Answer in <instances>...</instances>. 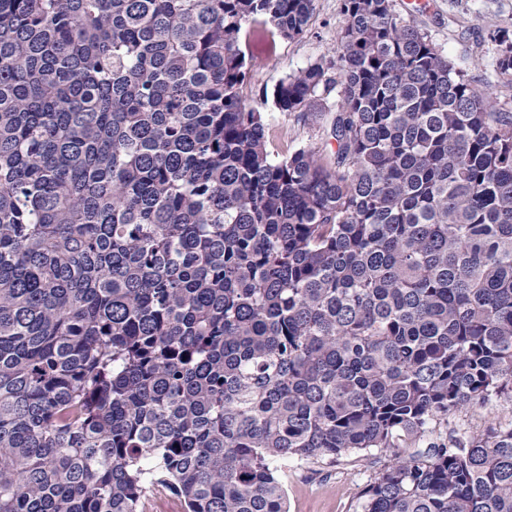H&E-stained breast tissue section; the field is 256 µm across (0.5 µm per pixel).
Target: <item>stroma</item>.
<instances>
[{
	"mask_svg": "<svg viewBox=\"0 0 512 512\" xmlns=\"http://www.w3.org/2000/svg\"><path fill=\"white\" fill-rule=\"evenodd\" d=\"M398 14L428 32L449 60L476 78H485L486 65L496 54V35L512 36V0H395ZM341 0H316L303 35L271 38L268 27L248 26L243 41L249 77L242 88L246 103L268 118L270 148L288 155L300 148L329 153L333 86H320L316 107L308 112H282L273 104V91L287 75L317 61L335 64L343 25ZM512 425V400L501 398L449 416L431 427L427 441L459 438L482 432L488 425ZM388 453L351 454L327 460H275L284 486L288 512H356L362 493L388 462Z\"/></svg>",
	"mask_w": 512,
	"mask_h": 512,
	"instance_id": "1",
	"label": "stroma"
}]
</instances>
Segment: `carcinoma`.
Returning <instances> with one entry per match:
<instances>
[{
  "label": "carcinoma",
  "instance_id": "obj_1",
  "mask_svg": "<svg viewBox=\"0 0 512 512\" xmlns=\"http://www.w3.org/2000/svg\"><path fill=\"white\" fill-rule=\"evenodd\" d=\"M315 0H0V512H288L274 459L406 448L512 396V111L393 0H342L329 156L278 157L249 24ZM496 67L512 86V40ZM357 512H512V426ZM144 512H182V503L173 493L156 491L147 497L143 506Z\"/></svg>",
  "mask_w": 512,
  "mask_h": 512
}]
</instances>
